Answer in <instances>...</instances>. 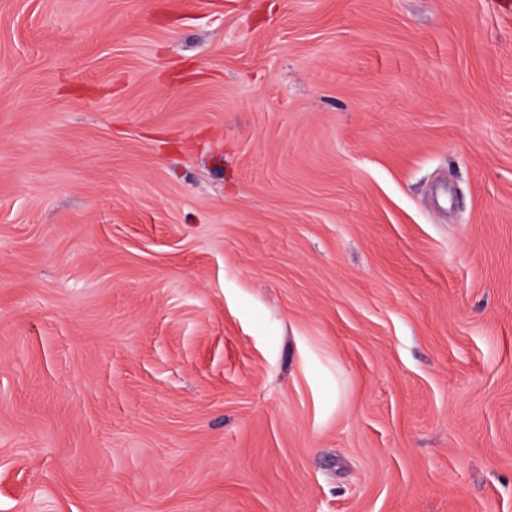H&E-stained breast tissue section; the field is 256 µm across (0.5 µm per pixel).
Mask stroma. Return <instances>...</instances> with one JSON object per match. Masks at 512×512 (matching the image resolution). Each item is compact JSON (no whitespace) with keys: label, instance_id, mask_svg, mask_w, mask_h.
Segmentation results:
<instances>
[{"label":"stroma","instance_id":"1","mask_svg":"<svg viewBox=\"0 0 512 512\" xmlns=\"http://www.w3.org/2000/svg\"><path fill=\"white\" fill-rule=\"evenodd\" d=\"M0 512H512L499 0H0Z\"/></svg>","mask_w":512,"mask_h":512}]
</instances>
